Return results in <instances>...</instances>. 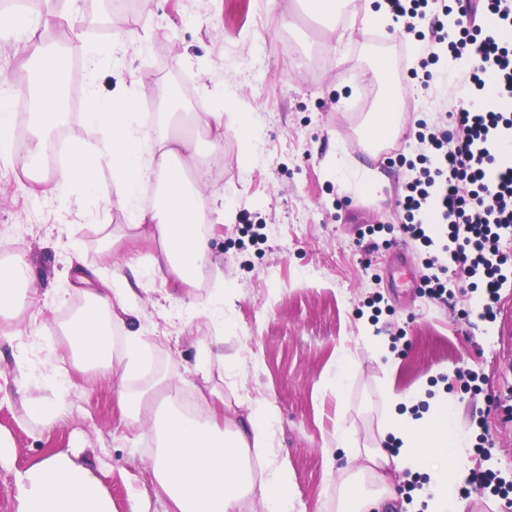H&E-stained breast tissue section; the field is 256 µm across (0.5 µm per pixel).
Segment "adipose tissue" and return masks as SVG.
Returning <instances> with one entry per match:
<instances>
[{"label":"adipose tissue","mask_w":512,"mask_h":512,"mask_svg":"<svg viewBox=\"0 0 512 512\" xmlns=\"http://www.w3.org/2000/svg\"><path fill=\"white\" fill-rule=\"evenodd\" d=\"M33 24L20 15H0V32L21 35V64L32 74L24 87H0V162H12L7 153L15 119L12 103L18 94H26L33 105L31 144L20 168L36 178L40 193L77 200L95 197L102 169L111 168L114 197L128 215L130 240L146 237L155 245L149 277L196 287L210 260L202 227L211 223L217 200L187 184L186 167L198 150L195 137L146 129L139 122L134 96L124 86H117L107 98L92 86L86 92L82 120L102 130V137L93 143L73 141L67 165L44 175L45 143L67 118L59 61L79 59L93 70L113 58L117 49L109 40L38 42L30 36ZM402 112L400 98L385 96L363 126L362 141L377 145L395 138ZM155 175L164 185L161 204L151 209L137 206L142 184ZM133 293L127 285L88 291L83 308L65 328L78 368L124 378L139 369L146 347L144 336L127 333L119 351L112 341L118 313L127 310V299ZM118 403L130 421L153 420L152 476L168 498L171 512H241L244 501L255 494L260 495L264 512H298L287 463L270 460L276 414L268 403L250 405L241 425L177 407L156 417L141 392H121ZM412 405L410 394L388 395L384 428L397 445L393 453L381 447H360L351 430L337 429V452L360 462L362 471L379 485L375 491L348 485L344 500L349 512H373L391 498L383 473L390 465L425 475L420 493L425 512H464L456 492L467 486L474 464L467 452L468 440L454 429L453 404L448 397L438 396L418 417L412 414ZM253 458L268 463L265 475L258 479L249 468ZM15 483L17 512H112V501L97 475L65 455H52L16 472Z\"/></svg>","instance_id":"obj_1"}]
</instances>
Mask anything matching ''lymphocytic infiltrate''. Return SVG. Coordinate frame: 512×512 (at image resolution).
Segmentation results:
<instances>
[{"label": "lymphocytic infiltrate", "instance_id": "1", "mask_svg": "<svg viewBox=\"0 0 512 512\" xmlns=\"http://www.w3.org/2000/svg\"><path fill=\"white\" fill-rule=\"evenodd\" d=\"M468 24L458 40L447 41L442 21H433V42H447L453 57H468L469 83L480 100H460L436 122L419 121L414 133L423 150L408 161L401 205L408 221L404 240L420 242L429 273L423 290L435 302L448 299L449 284L479 278L484 288L482 316L495 320L507 281L503 239L512 233V113L497 109L512 101V0H454ZM448 227L438 244L427 225ZM448 254L449 264L439 262Z\"/></svg>", "mask_w": 512, "mask_h": 512}]
</instances>
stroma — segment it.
<instances>
[{
    "instance_id": "obj_1",
    "label": "stroma",
    "mask_w": 512,
    "mask_h": 512,
    "mask_svg": "<svg viewBox=\"0 0 512 512\" xmlns=\"http://www.w3.org/2000/svg\"><path fill=\"white\" fill-rule=\"evenodd\" d=\"M115 4L79 0L74 25L56 28L88 42L129 30L147 36L141 50L119 53L118 64L93 74L79 68L68 139L91 143L99 136L80 117L89 84L108 96L124 83L148 104L175 78L184 112L224 115L221 148L209 146L214 129L195 126L200 151L187 172L205 192L223 193L233 216L204 227L211 261L201 288L143 282L129 320L115 325L114 338L136 330L149 341L138 375L124 382L83 373L63 334L84 298L73 273L111 281L124 253L109 249L105 237L121 233L126 216L97 200L33 196L20 169L0 164V243L19 249L32 270L14 316H0V432L15 448L12 470L0 468V512H17L16 472L53 454L93 470L112 512H168L152 480L151 426L130 424L118 406L120 390L138 392L164 377L179 387L181 401L222 407L236 421L255 401L273 405L272 448L288 462L301 512H337L346 464L333 452L336 429H351L361 447L382 445L390 388L421 402L448 394L459 433L473 444L488 436L477 468L512 476V372L498 367L512 356V342H502L500 321L481 318L472 288H454L447 303L437 304L422 291L392 287V248L368 258L356 243L360 230L376 224L387 225L385 239H399L395 227L406 221L398 204L405 167L380 161L358 139L378 96L403 78L388 69L364 101L357 81L375 58H393L400 30L364 31L366 0H353L345 22L313 16L299 0H139L124 15ZM404 98L409 129L453 103L435 84ZM239 112L250 115L249 149L234 130ZM341 156L378 191L348 190L333 166ZM246 215L263 225L264 241L252 243L243 233ZM219 287L220 325L208 315ZM396 332L402 338L390 357L368 342ZM341 352L353 365L339 394L328 379ZM460 370L477 375L474 389L457 378ZM31 398L50 405L51 424L27 415Z\"/></svg>"
}]
</instances>
